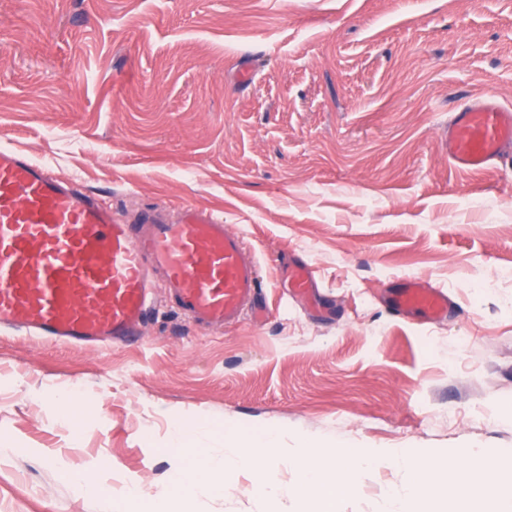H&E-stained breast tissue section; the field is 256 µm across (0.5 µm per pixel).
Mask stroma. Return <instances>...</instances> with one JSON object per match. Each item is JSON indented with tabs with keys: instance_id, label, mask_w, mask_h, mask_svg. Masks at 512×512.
<instances>
[{
	"instance_id": "35a3bbf8",
	"label": "stroma",
	"mask_w": 512,
	"mask_h": 512,
	"mask_svg": "<svg viewBox=\"0 0 512 512\" xmlns=\"http://www.w3.org/2000/svg\"><path fill=\"white\" fill-rule=\"evenodd\" d=\"M487 94L512 109V0H0V147L131 222L223 213L268 308L198 326L160 288L131 344L0 330V507L129 512L120 483L168 495L190 448L223 489L174 512H309L286 461L253 494L230 434L512 477V154L448 158L452 113ZM297 260L330 319L289 297ZM405 274L446 319L389 308ZM404 460L365 463L340 512H392Z\"/></svg>"
}]
</instances>
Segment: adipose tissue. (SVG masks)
<instances>
[{
    "label": "adipose tissue",
    "instance_id": "obj_1",
    "mask_svg": "<svg viewBox=\"0 0 512 512\" xmlns=\"http://www.w3.org/2000/svg\"><path fill=\"white\" fill-rule=\"evenodd\" d=\"M226 443L237 463L259 473L255 492L267 493L271 487V468L278 459L277 449L266 445L253 448L233 436L227 437ZM291 459L300 469L302 490L311 498L316 512H335L338 504L355 488L358 479L357 450L328 452L320 448H297ZM426 493L446 501L450 506L449 512H476V504L490 495L512 508V481L490 483L464 468L457 470L453 477L429 481L424 487H413L401 501L398 512H414V501Z\"/></svg>",
    "mask_w": 512,
    "mask_h": 512
}]
</instances>
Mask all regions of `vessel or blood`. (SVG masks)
Wrapping results in <instances>:
<instances>
[{"label": "vessel or blood", "instance_id": "obj_1", "mask_svg": "<svg viewBox=\"0 0 512 512\" xmlns=\"http://www.w3.org/2000/svg\"><path fill=\"white\" fill-rule=\"evenodd\" d=\"M512 151V110L493 96L454 112L448 157L480 171ZM289 288L311 295V265L289 270ZM162 286L187 321L214 328L261 319L258 258L223 218L192 206L131 224L111 207L23 152L0 148V328L63 344L126 343L139 336ZM388 304L437 318L448 295L429 281L396 277Z\"/></svg>", "mask_w": 512, "mask_h": 512}]
</instances>
